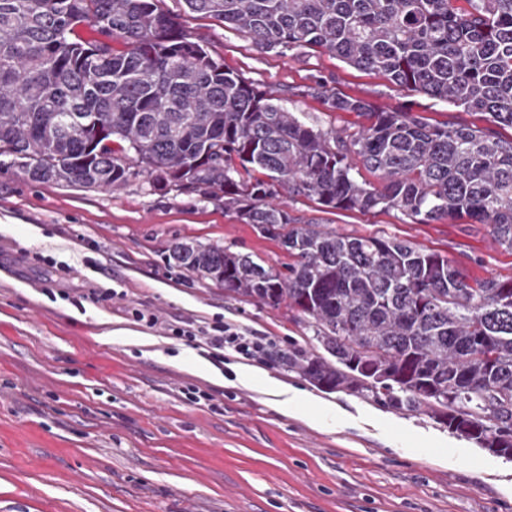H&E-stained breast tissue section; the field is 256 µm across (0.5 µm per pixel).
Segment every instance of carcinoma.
Wrapping results in <instances>:
<instances>
[{"mask_svg":"<svg viewBox=\"0 0 512 512\" xmlns=\"http://www.w3.org/2000/svg\"><path fill=\"white\" fill-rule=\"evenodd\" d=\"M263 51L314 48L468 112L432 124L326 96L368 123L303 122L214 58L157 0H0V156L41 184L224 200L277 240L286 272L172 241L168 260L235 300L294 320L334 361L293 347L288 369L326 390L425 407L448 431L512 452V276L472 279L384 236L296 225L281 195L325 212L398 210L483 224L512 250V0H184ZM377 175V187L359 168Z\"/></svg>","mask_w":512,"mask_h":512,"instance_id":"cac0c4a2","label":"carcinoma"}]
</instances>
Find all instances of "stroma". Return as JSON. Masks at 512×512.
Listing matches in <instances>:
<instances>
[{"instance_id": "stroma-1", "label": "stroma", "mask_w": 512, "mask_h": 512, "mask_svg": "<svg viewBox=\"0 0 512 512\" xmlns=\"http://www.w3.org/2000/svg\"><path fill=\"white\" fill-rule=\"evenodd\" d=\"M159 6L316 128L360 123L309 95L316 84L377 111L486 124L320 51H261L183 0ZM288 210L300 225L409 241L473 278L512 276V251L480 224L327 214L302 197ZM175 239L276 269L288 261L223 202L163 195L142 175L112 191L35 183L0 157V512H512V458L452 434L427 408L395 410L288 370V348L319 351L310 331L287 307L228 298L169 263ZM92 289L110 300L90 301ZM138 310L158 324L136 320ZM218 321L265 337L266 356L228 348L218 367L173 332ZM285 393L324 420L286 406Z\"/></svg>"}]
</instances>
